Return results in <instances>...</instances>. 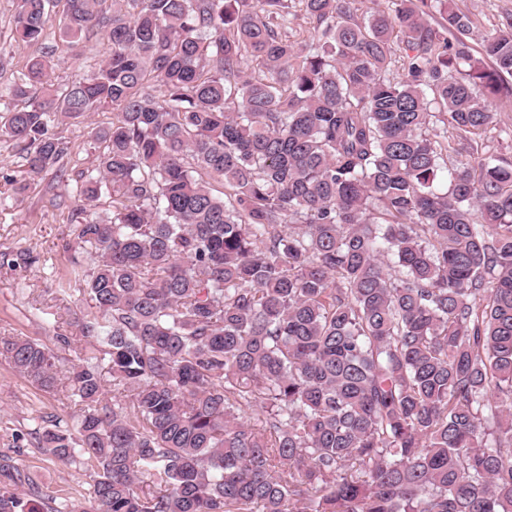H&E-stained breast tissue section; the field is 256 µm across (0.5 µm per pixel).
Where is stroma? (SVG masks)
I'll return each instance as SVG.
<instances>
[{
	"instance_id": "35a3bbf8",
	"label": "stroma",
	"mask_w": 512,
	"mask_h": 512,
	"mask_svg": "<svg viewBox=\"0 0 512 512\" xmlns=\"http://www.w3.org/2000/svg\"><path fill=\"white\" fill-rule=\"evenodd\" d=\"M17 0H0V48L10 63L0 72V92L24 69L31 49L10 43L9 35ZM54 58L53 78L63 85L76 74L105 59L111 44L104 35L71 45L57 23H50L45 39ZM111 113L94 115L92 121L65 120L59 131L68 144L61 170L29 177L24 160L11 140L0 137V336H26L52 343L54 325L70 322L88 302L85 285L72 280L73 268L88 269L90 255L75 243L73 174L91 164L98 147L90 137L89 124H104ZM26 183L15 194L13 182ZM72 414L62 392H45L19 374L9 359L0 355V427L29 430L44 417L70 420ZM19 464L35 472L44 492L69 497L71 503H89L91 479L82 465L63 463L32 446L17 454Z\"/></svg>"
}]
</instances>
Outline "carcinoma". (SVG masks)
<instances>
[{
  "instance_id": "carcinoma-1",
  "label": "carcinoma",
  "mask_w": 512,
  "mask_h": 512,
  "mask_svg": "<svg viewBox=\"0 0 512 512\" xmlns=\"http://www.w3.org/2000/svg\"><path fill=\"white\" fill-rule=\"evenodd\" d=\"M288 2L18 0L38 53L0 134L27 173L112 109L75 179L89 309L55 350L0 338L41 389L67 375L76 424L36 447L89 472L92 512H512V161L478 153L512 18L476 55L457 0H298L303 42ZM60 5L112 45L64 87ZM46 500L0 452V512H71Z\"/></svg>"
}]
</instances>
